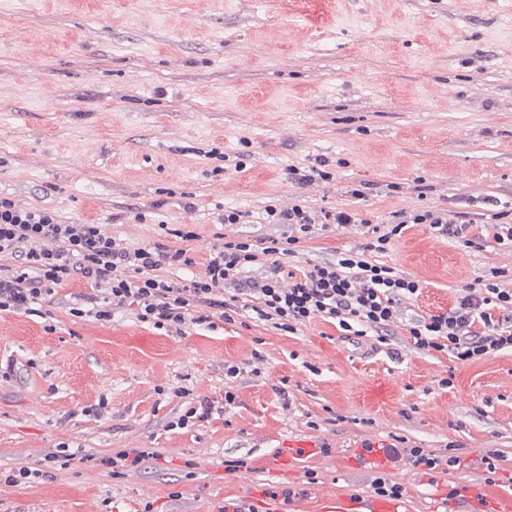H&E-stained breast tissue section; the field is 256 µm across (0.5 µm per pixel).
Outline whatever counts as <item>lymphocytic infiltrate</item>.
Returning <instances> with one entry per match:
<instances>
[{"instance_id": "lymphocytic-infiltrate-1", "label": "lymphocytic infiltrate", "mask_w": 512, "mask_h": 512, "mask_svg": "<svg viewBox=\"0 0 512 512\" xmlns=\"http://www.w3.org/2000/svg\"><path fill=\"white\" fill-rule=\"evenodd\" d=\"M263 219L283 226L281 237L222 239L210 247L202 274L174 282L158 272L192 265L186 250L159 242L133 248L105 225L63 224L53 211L21 208L0 195V256L15 262L13 268L0 267V313L42 316V301L58 286L83 279L96 292L72 308L73 316L108 322L128 313L169 336L183 337L192 327L215 318L230 321L247 310L287 333L323 320L337 324L344 336L360 339L372 332L381 343L388 329L401 322L413 349L445 351L464 364L512 349V289L498 287L500 270L465 288L452 308L408 317L402 304L420 295L422 282L369 263L361 253L343 252L300 273L286 272V259L316 226L353 224L356 213L296 203L266 206ZM410 224L426 225L434 236L467 248L476 245L470 222L426 208L398 214L387 228L373 227L374 249L385 250ZM383 453L390 462L407 457L412 467L430 476L439 467L461 463L452 452L440 456L394 443Z\"/></svg>"}]
</instances>
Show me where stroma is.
<instances>
[{"mask_svg": "<svg viewBox=\"0 0 512 512\" xmlns=\"http://www.w3.org/2000/svg\"><path fill=\"white\" fill-rule=\"evenodd\" d=\"M319 164L332 180L288 173ZM0 193L136 246L188 247L192 266L161 272L176 282L203 272L216 233L278 236L260 220L277 201L360 216L316 230L291 267L364 250L423 282L406 306L424 312L451 308L494 268L512 289V249L491 239L466 248L416 224L386 252L366 248L369 225L399 211L463 212L478 233L512 215V0H0ZM228 208L254 223L223 225ZM184 226L195 240L174 237ZM90 292L74 279L44 302L46 318L0 315V364L15 368L0 376V512H221L237 500L267 512L271 485L293 492L278 512L344 498L368 512L372 471L352 456L397 439L438 455L452 443L463 459L432 478L385 463L405 489L400 512H476L478 492L512 500L510 350L466 364L408 347L395 358L322 320L288 334L241 316L178 338L71 316ZM181 385L216 402L229 388L236 402L171 430L190 406L172 392ZM61 442L76 459L44 469ZM298 442L330 451L283 464ZM126 448L158 459L113 477L102 461ZM486 448L500 453L491 483ZM241 456L247 468L227 471ZM20 468L44 474L6 484ZM454 487L469 499H450Z\"/></svg>", "mask_w": 512, "mask_h": 512, "instance_id": "35a3bbf8", "label": "stroma"}]
</instances>
